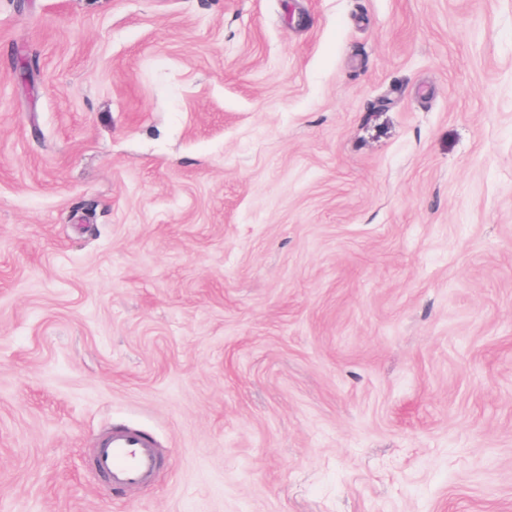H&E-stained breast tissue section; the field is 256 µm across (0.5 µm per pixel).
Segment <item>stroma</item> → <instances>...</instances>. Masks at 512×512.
I'll return each instance as SVG.
<instances>
[{
  "label": "stroma",
  "instance_id": "obj_1",
  "mask_svg": "<svg viewBox=\"0 0 512 512\" xmlns=\"http://www.w3.org/2000/svg\"><path fill=\"white\" fill-rule=\"evenodd\" d=\"M0 512H512V0H0ZM159 462L156 442L139 428L115 426L97 441L96 467L112 487L150 483Z\"/></svg>",
  "mask_w": 512,
  "mask_h": 512
}]
</instances>
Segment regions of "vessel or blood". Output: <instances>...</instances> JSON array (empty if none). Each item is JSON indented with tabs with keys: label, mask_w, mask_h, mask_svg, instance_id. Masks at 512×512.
<instances>
[{
	"label": "vessel or blood",
	"mask_w": 512,
	"mask_h": 512,
	"mask_svg": "<svg viewBox=\"0 0 512 512\" xmlns=\"http://www.w3.org/2000/svg\"><path fill=\"white\" fill-rule=\"evenodd\" d=\"M159 462L156 442L139 428L115 426L97 441L96 467L110 485L125 487L150 483Z\"/></svg>",
	"instance_id": "1"
}]
</instances>
